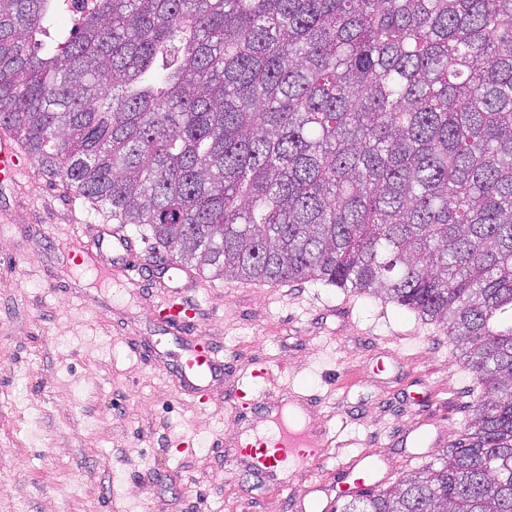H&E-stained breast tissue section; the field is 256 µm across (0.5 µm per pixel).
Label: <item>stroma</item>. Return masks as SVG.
I'll use <instances>...</instances> for the list:
<instances>
[{"instance_id": "35a3bbf8", "label": "stroma", "mask_w": 512, "mask_h": 512, "mask_svg": "<svg viewBox=\"0 0 512 512\" xmlns=\"http://www.w3.org/2000/svg\"><path fill=\"white\" fill-rule=\"evenodd\" d=\"M106 221L37 165L0 183V512H341L337 463L367 456L392 485L460 439L484 388L446 334L315 282L204 279L187 338L217 351L224 375L213 404L178 393L181 350L158 296L60 262L74 234ZM146 344L160 360L141 356ZM259 367L269 377L256 382ZM242 384L270 402L314 396L329 444L318 491L295 472L247 477L232 440L259 415L232 410Z\"/></svg>"}]
</instances>
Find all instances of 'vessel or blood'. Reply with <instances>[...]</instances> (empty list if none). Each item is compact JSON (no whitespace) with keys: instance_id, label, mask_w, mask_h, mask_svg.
<instances>
[{"instance_id":"b4317fda","label":"vessel or blood","mask_w":512,"mask_h":512,"mask_svg":"<svg viewBox=\"0 0 512 512\" xmlns=\"http://www.w3.org/2000/svg\"><path fill=\"white\" fill-rule=\"evenodd\" d=\"M25 155L14 136L0 129V182H16L27 169ZM71 266L101 269L109 280H122L129 288H159L167 298L158 310V319L169 334L178 335L195 317L196 309L190 293L199 278L189 269L163 261L144 265L140 261L137 239L129 236L124 225H101L91 235L78 238V246L69 256ZM184 355L176 366L183 392L197 394L210 387L224 372V364L213 352L184 347ZM267 434L256 437L247 470L251 477H267L283 464L300 461L305 480H312L323 461L328 443L323 433L300 424L284 409L271 417Z\"/></svg>"}]
</instances>
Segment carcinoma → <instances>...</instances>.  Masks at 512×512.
Here are the masks:
<instances>
[{
	"label": "carcinoma",
	"instance_id": "1",
	"mask_svg": "<svg viewBox=\"0 0 512 512\" xmlns=\"http://www.w3.org/2000/svg\"><path fill=\"white\" fill-rule=\"evenodd\" d=\"M0 0V126L215 277L319 281L448 335L487 390L343 512H512V0Z\"/></svg>",
	"mask_w": 512,
	"mask_h": 512
}]
</instances>
